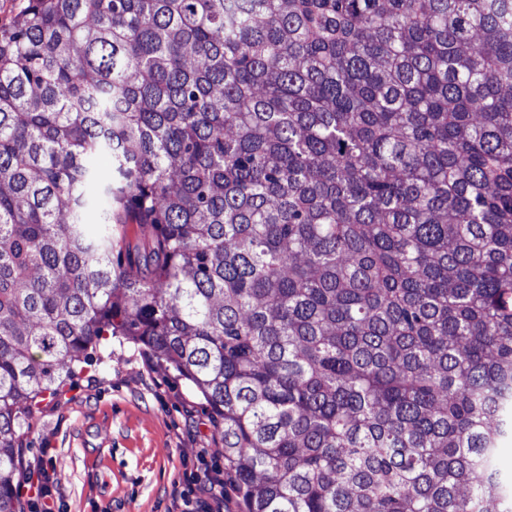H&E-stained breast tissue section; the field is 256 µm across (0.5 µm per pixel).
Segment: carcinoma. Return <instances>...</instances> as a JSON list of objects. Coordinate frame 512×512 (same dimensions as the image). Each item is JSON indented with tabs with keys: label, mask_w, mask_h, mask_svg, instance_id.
<instances>
[{
	"label": "carcinoma",
	"mask_w": 512,
	"mask_h": 512,
	"mask_svg": "<svg viewBox=\"0 0 512 512\" xmlns=\"http://www.w3.org/2000/svg\"><path fill=\"white\" fill-rule=\"evenodd\" d=\"M102 336L203 395L243 512H512V0H29L0 512Z\"/></svg>",
	"instance_id": "obj_1"
}]
</instances>
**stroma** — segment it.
<instances>
[{"label":"stroma","instance_id":"stroma-1","mask_svg":"<svg viewBox=\"0 0 512 512\" xmlns=\"http://www.w3.org/2000/svg\"><path fill=\"white\" fill-rule=\"evenodd\" d=\"M51 462L59 512H165L173 485L224 442L202 396L143 345L107 337L19 438Z\"/></svg>","mask_w":512,"mask_h":512}]
</instances>
